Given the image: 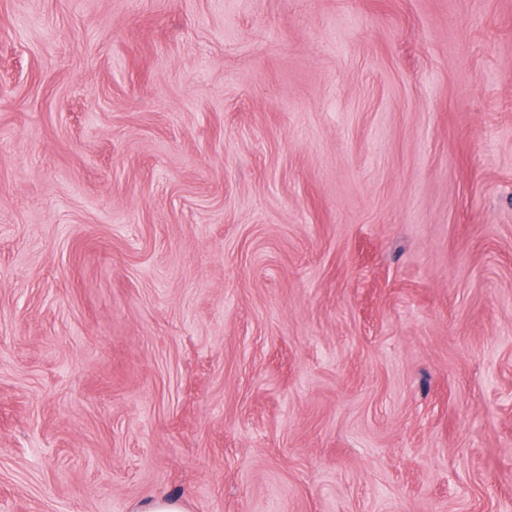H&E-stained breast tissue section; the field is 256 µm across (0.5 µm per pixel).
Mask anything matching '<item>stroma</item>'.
<instances>
[{"mask_svg":"<svg viewBox=\"0 0 512 512\" xmlns=\"http://www.w3.org/2000/svg\"><path fill=\"white\" fill-rule=\"evenodd\" d=\"M512 512V0H0V512Z\"/></svg>","mask_w":512,"mask_h":512,"instance_id":"obj_1","label":"stroma"}]
</instances>
